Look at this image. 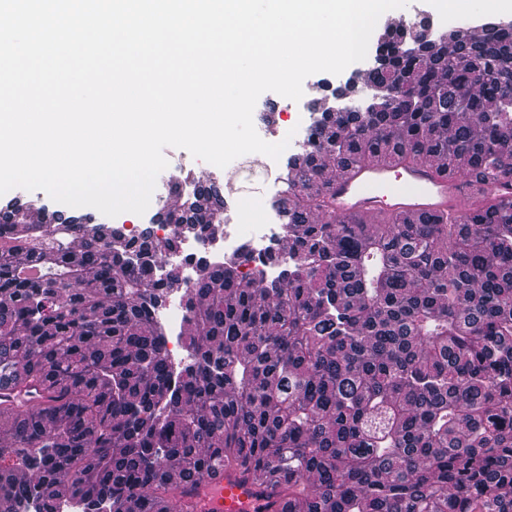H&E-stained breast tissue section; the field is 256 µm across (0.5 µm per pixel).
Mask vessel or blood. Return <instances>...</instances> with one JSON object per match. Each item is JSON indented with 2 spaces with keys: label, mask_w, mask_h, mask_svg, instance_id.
Segmentation results:
<instances>
[{
  "label": "vessel or blood",
  "mask_w": 512,
  "mask_h": 512,
  "mask_svg": "<svg viewBox=\"0 0 512 512\" xmlns=\"http://www.w3.org/2000/svg\"><path fill=\"white\" fill-rule=\"evenodd\" d=\"M336 215L375 222L387 214L454 216L468 210L467 192L456 175L436 164L380 160L338 174L326 199ZM256 489L240 484L239 471L225 469L216 480L198 487L200 512H253Z\"/></svg>",
  "instance_id": "vessel-or-blood-1"
}]
</instances>
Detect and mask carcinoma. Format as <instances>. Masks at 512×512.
I'll use <instances>...</instances> for the list:
<instances>
[{
    "label": "carcinoma",
    "mask_w": 512,
    "mask_h": 512,
    "mask_svg": "<svg viewBox=\"0 0 512 512\" xmlns=\"http://www.w3.org/2000/svg\"><path fill=\"white\" fill-rule=\"evenodd\" d=\"M377 52L366 81L397 95L314 118L275 202L272 279L242 272L248 242L184 279L179 233L114 228L111 249L60 215L26 225L20 257L0 217V384L37 397L0 437V512H196L226 467L262 488L255 512H512V198L488 192L512 176V26L387 29ZM379 158L463 173L472 210L328 212L329 170ZM212 198L176 225L223 234L222 206L199 218ZM180 279L177 372L158 310Z\"/></svg>",
    "instance_id": "obj_1"
}]
</instances>
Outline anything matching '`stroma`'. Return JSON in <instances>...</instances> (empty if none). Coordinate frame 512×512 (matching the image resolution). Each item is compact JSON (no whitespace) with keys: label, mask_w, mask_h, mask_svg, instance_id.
Masks as SVG:
<instances>
[{"label":"stroma","mask_w":512,"mask_h":512,"mask_svg":"<svg viewBox=\"0 0 512 512\" xmlns=\"http://www.w3.org/2000/svg\"><path fill=\"white\" fill-rule=\"evenodd\" d=\"M317 99L311 94H304L300 101H292L273 92L263 93L253 111L255 126L268 129V142L287 141L288 146L275 163L271 175H258L252 180H243L240 169L245 165V158H237L223 168L194 158L189 152L180 148H166L164 155L173 184L178 185L182 195L192 194L194 189L215 186L224 199L221 214L225 231L240 227L249 218L261 215L268 199L278 197L284 188L283 178L286 164L292 155L299 153L305 138L306 129L311 121V109ZM172 184V185H173ZM170 187V186H169ZM169 187L156 184L150 205L144 215L123 213L110 218L91 207H69L53 201L41 190L27 191L16 188L0 195V208L11 203L22 205L23 209L35 208L41 213H60L64 216H83L92 223H111L112 226L136 227L142 230L153 226L160 214L172 210L169 203Z\"/></svg>","instance_id":"35a3bbf8"}]
</instances>
